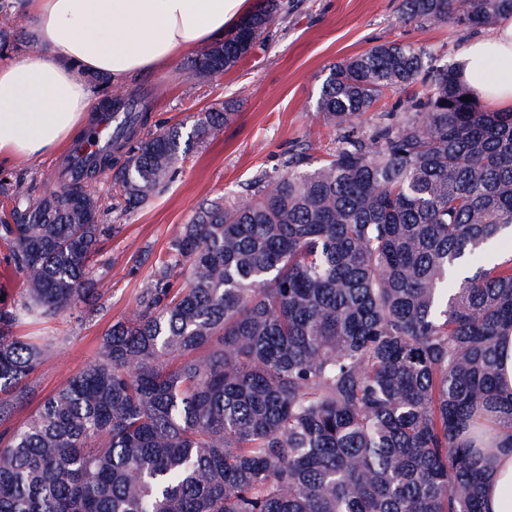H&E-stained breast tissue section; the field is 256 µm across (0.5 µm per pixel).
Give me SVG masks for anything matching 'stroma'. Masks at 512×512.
Segmentation results:
<instances>
[{"mask_svg": "<svg viewBox=\"0 0 512 512\" xmlns=\"http://www.w3.org/2000/svg\"><path fill=\"white\" fill-rule=\"evenodd\" d=\"M283 9L264 45L232 70L202 79L189 64L196 49L182 51L167 67L127 85L150 100L152 131L225 103L233 119L195 144L176 179L150 204L131 212L105 245L109 263L102 284V314L78 311L58 320L60 341L30 379L27 398L11 422L20 424L38 403L85 369L113 320L123 315L146 285L155 259L202 200L232 194L260 170L274 171L290 151L323 159L338 133L324 125L316 102L330 65L373 45L393 40L432 50L441 65H456L466 39L455 26L403 24L400 0H282ZM55 154L29 161L0 159V177L20 176L35 191L54 185Z\"/></svg>", "mask_w": 512, "mask_h": 512, "instance_id": "1", "label": "stroma"}]
</instances>
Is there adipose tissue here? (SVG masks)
Segmentation results:
<instances>
[{
    "label": "adipose tissue",
    "instance_id": "obj_1",
    "mask_svg": "<svg viewBox=\"0 0 512 512\" xmlns=\"http://www.w3.org/2000/svg\"><path fill=\"white\" fill-rule=\"evenodd\" d=\"M33 47L0 62V157L37 158L69 137L94 105L85 71L113 86L181 51L223 39L251 0H24ZM460 78L492 112L512 111V15L467 40ZM485 512H512V451L492 449Z\"/></svg>",
    "mask_w": 512,
    "mask_h": 512
}]
</instances>
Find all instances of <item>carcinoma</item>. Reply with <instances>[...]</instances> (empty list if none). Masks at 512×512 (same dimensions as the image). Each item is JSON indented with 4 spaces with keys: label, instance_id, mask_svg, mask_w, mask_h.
Returning a JSON list of instances; mask_svg holds the SVG:
<instances>
[{
    "label": "carcinoma",
    "instance_id": "obj_1",
    "mask_svg": "<svg viewBox=\"0 0 512 512\" xmlns=\"http://www.w3.org/2000/svg\"><path fill=\"white\" fill-rule=\"evenodd\" d=\"M260 0L191 62L228 71L267 38ZM512 0H401L399 18L468 34ZM0 48L21 16L0 0ZM399 41L328 68L317 99L339 131L323 160L291 153L240 195L204 202L169 242L95 359L7 424L54 342L24 321L103 310L98 271L114 224L88 183L112 170L128 213L160 194L227 105L144 134L143 99L110 91L115 142L81 178L34 193L0 180V246L23 276L0 307V512H482L483 412L512 447L496 387L512 329V258L484 245L512 229V112H487L455 68ZM420 85L369 133L357 120Z\"/></svg>",
    "mask_w": 512,
    "mask_h": 512
}]
</instances>
